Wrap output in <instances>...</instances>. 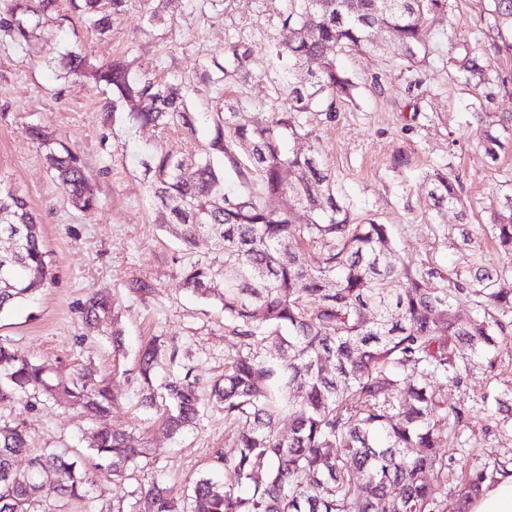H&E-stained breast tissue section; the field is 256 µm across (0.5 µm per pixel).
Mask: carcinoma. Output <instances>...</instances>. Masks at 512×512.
Listing matches in <instances>:
<instances>
[{
	"label": "carcinoma",
	"instance_id": "1",
	"mask_svg": "<svg viewBox=\"0 0 512 512\" xmlns=\"http://www.w3.org/2000/svg\"><path fill=\"white\" fill-rule=\"evenodd\" d=\"M56 2L4 0L0 31L27 41L23 16L41 21ZM125 6L126 0H82L80 8L103 34ZM447 9V0H288L282 25L290 37L273 49L283 69L282 107L248 115L240 102L226 101L212 120L210 149L243 188H225L224 171L208 155L157 156L149 193L160 226L187 248L201 236L213 241L210 254L182 270L183 284L209 298L223 283L220 301L239 349L205 389L190 369L155 386L159 371L177 364L178 349L163 341L141 348V404L174 436L196 424L213 398L224 407L226 440L236 451L214 453L210 472L192 482L187 507L155 477L138 484L130 491L138 512H445L455 455L442 444L453 443L475 416L448 405L432 385L437 379L476 398L482 432L512 431V390H493L476 373L493 369L492 348L512 336V195L490 220L493 242L510 262L489 268L474 246L483 226L460 208V181L440 170L426 175L437 216L456 210L448 240L468 251L462 270L437 288L430 284L434 272L398 256L388 225L342 201L314 149L286 148L312 137L304 113H332L336 100L353 97L355 84L336 54L366 50L377 29L397 58L426 64L433 50L427 22L440 21ZM492 13L512 50V0H494ZM250 57V49L231 46L214 67L226 82L244 81ZM62 63L67 76L87 77L85 57L71 52ZM464 69L482 81L489 64L473 54ZM97 76L112 86V111L128 112L134 125L193 132L207 117L188 110L180 85L134 77L119 58ZM479 122L484 151L495 160L505 146L500 121L486 115ZM46 162L75 206H96L75 152L49 146ZM310 246L321 253L314 267L304 258ZM50 279L39 214L20 191L0 188V315ZM111 312L112 303L94 293L81 307L90 329ZM18 394L32 407L43 395L58 397L94 419L113 401L89 374L53 384L45 367L0 342V400ZM87 448L95 467L120 482L147 455L126 433L105 427L92 432ZM22 456L28 468L20 471L15 461ZM87 456L66 448L35 453L25 426H0V512H43L49 478L63 503L86 499L95 482ZM511 475L503 462L462 471L457 512H466L485 484Z\"/></svg>",
	"mask_w": 512,
	"mask_h": 512
}]
</instances>
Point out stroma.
<instances>
[{"instance_id":"1","label":"stroma","mask_w":512,"mask_h":512,"mask_svg":"<svg viewBox=\"0 0 512 512\" xmlns=\"http://www.w3.org/2000/svg\"><path fill=\"white\" fill-rule=\"evenodd\" d=\"M78 2L59 0L54 20L31 27L24 45L0 33V176L19 186L40 214L55 275L33 300L0 315V341L58 379L81 368L93 371L115 396L106 425L151 451L135 479L98 476L81 501L61 504L52 484H45V512H112L113 503L128 500L137 481L152 475L182 503L213 451L225 445L224 410L205 406L195 427L167 436L140 405L138 353L154 337L177 345L180 363L206 386L238 345L219 299H198L182 283V267L210 253L211 240L200 237L187 250L160 229L144 163L155 150L179 160L208 153L210 129L131 125L125 113L106 109L109 89L64 77L58 58L74 50L98 66L123 57L132 73L185 83L196 112H216L228 98L246 112H269L281 103V72L269 47L288 36L281 26L284 2L129 0L104 35L84 21ZM492 7V0H448L446 17L434 27L438 50L426 66L395 58L384 35L373 33L368 51L337 57L356 85L352 99L338 104L334 118L303 116L344 202L388 224L397 252L436 271L438 287L461 269L463 258L433 221L426 173L445 168L458 176L462 202L480 224L489 223L493 206L512 189V144L494 160L478 145L479 116L512 113V50L501 47ZM152 11L157 18L149 25L144 16ZM236 44L252 51L246 81L216 85L200 77V64L223 60ZM474 52L488 59L489 83L462 67ZM29 125L41 126L48 145L77 153L98 198L95 208L71 204L46 168V145L26 135ZM139 282L147 284L146 292H132ZM92 292L113 302L114 318L88 336L80 307ZM116 330L118 349L112 344ZM4 423L24 424L37 451H85V438L97 426L55 399L42 398L31 408L21 396L0 401ZM462 436L468 444L456 453L457 468L512 460L511 434L486 436L475 426Z\"/></svg>"}]
</instances>
